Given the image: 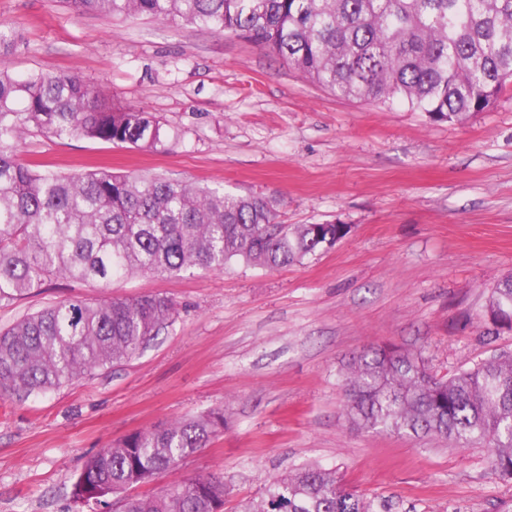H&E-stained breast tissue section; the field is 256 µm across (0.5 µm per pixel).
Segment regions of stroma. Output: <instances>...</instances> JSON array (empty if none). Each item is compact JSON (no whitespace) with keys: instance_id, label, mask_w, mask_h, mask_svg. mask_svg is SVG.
I'll return each mask as SVG.
<instances>
[{"instance_id":"35a3bbf8","label":"stroma","mask_w":512,"mask_h":512,"mask_svg":"<svg viewBox=\"0 0 512 512\" xmlns=\"http://www.w3.org/2000/svg\"><path fill=\"white\" fill-rule=\"evenodd\" d=\"M16 46L0 64L74 73L109 101L160 116L155 152L33 132L24 159L68 173L107 166L257 194L283 224H346L335 247L267 270L243 263L104 288L57 280L0 327L64 298L161 293L171 324L131 361L24 401L0 399V512H82L84 462L111 443L223 408L224 430L173 475L223 478L225 512L305 463L386 512H512L489 450L345 421L341 374L372 346L422 353L440 376L512 351L485 318L512 276V84L493 109L435 122L337 97L273 52L182 23L75 13L66 0H0Z\"/></svg>"}]
</instances>
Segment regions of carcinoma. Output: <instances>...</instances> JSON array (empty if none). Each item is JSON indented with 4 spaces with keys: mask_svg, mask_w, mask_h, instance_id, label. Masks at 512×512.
I'll return each instance as SVG.
<instances>
[{
    "mask_svg": "<svg viewBox=\"0 0 512 512\" xmlns=\"http://www.w3.org/2000/svg\"><path fill=\"white\" fill-rule=\"evenodd\" d=\"M77 13L146 16L229 32L266 48L338 97L402 106L437 121L488 112L512 83V0H68ZM32 131L165 151L177 138L149 112L117 106L72 73L0 67V306L54 279L110 284L128 275L177 276L243 262H302L346 236V224H280L273 204L186 179L62 174L27 163ZM162 294L62 299L0 330V394L23 401L131 360L170 323ZM485 316L512 331V276ZM344 416L359 429L451 439L491 449L512 482V352L436 378L419 353L371 347L343 373ZM224 428V409L131 433L89 458L74 503L98 512H224L215 477L129 490L177 469ZM235 512H375L336 472L303 464L274 477Z\"/></svg>",
    "mask_w": 512,
    "mask_h": 512,
    "instance_id": "1",
    "label": "carcinoma"
}]
</instances>
